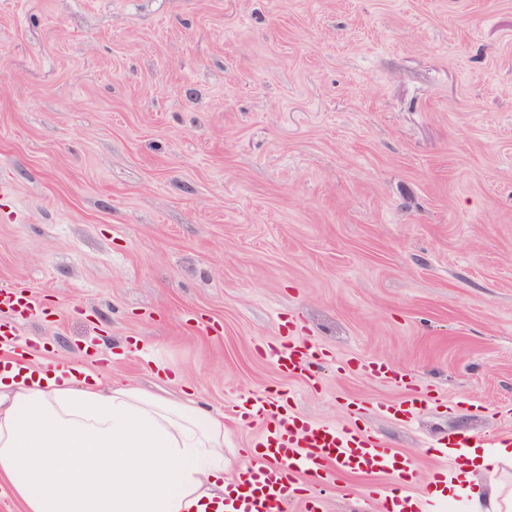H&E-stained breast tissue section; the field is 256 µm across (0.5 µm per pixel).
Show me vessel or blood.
Masks as SVG:
<instances>
[{
	"label": "vessel or blood",
	"instance_id": "b4317fda",
	"mask_svg": "<svg viewBox=\"0 0 512 512\" xmlns=\"http://www.w3.org/2000/svg\"><path fill=\"white\" fill-rule=\"evenodd\" d=\"M261 353L291 375L301 374L308 358L289 342ZM235 415L243 425L267 417L273 427L260 442L261 452L227 482L223 500L207 503L203 512H286L287 504L302 499L306 482L352 475L366 478V495L379 499L384 512H422L404 491L417 477L415 461L368 432L308 424L268 397L241 400Z\"/></svg>",
	"mask_w": 512,
	"mask_h": 512
}]
</instances>
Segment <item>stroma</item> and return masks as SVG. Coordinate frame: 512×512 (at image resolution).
<instances>
[{
    "instance_id": "stroma-1",
    "label": "stroma",
    "mask_w": 512,
    "mask_h": 512,
    "mask_svg": "<svg viewBox=\"0 0 512 512\" xmlns=\"http://www.w3.org/2000/svg\"><path fill=\"white\" fill-rule=\"evenodd\" d=\"M0 312L224 417L284 395L413 457L512 429V0H0ZM313 350L291 377L258 354ZM392 364L405 384L370 374ZM429 402L379 413L407 388ZM323 512H379L363 482Z\"/></svg>"
}]
</instances>
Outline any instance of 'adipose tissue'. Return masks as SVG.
Here are the masks:
<instances>
[{
    "label": "adipose tissue",
    "mask_w": 512,
    "mask_h": 512,
    "mask_svg": "<svg viewBox=\"0 0 512 512\" xmlns=\"http://www.w3.org/2000/svg\"><path fill=\"white\" fill-rule=\"evenodd\" d=\"M447 484L468 512H512V486L471 490L511 448H467ZM0 482L22 512H200L224 496V421L99 371L44 359L0 372Z\"/></svg>",
    "instance_id": "adipose-tissue-1"
}]
</instances>
